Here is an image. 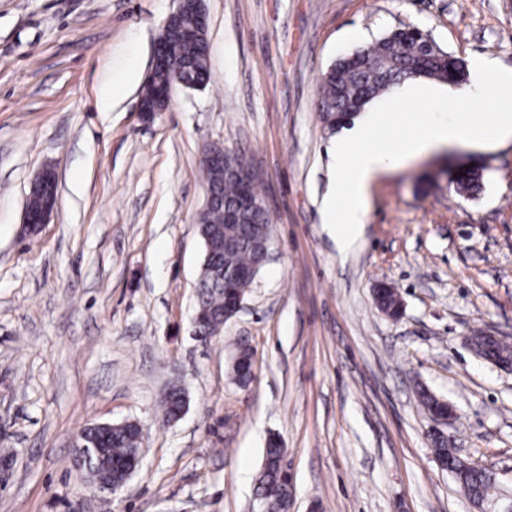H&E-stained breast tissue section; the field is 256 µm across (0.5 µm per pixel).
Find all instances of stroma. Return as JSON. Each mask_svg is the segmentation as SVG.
<instances>
[{
  "instance_id": "35a3bbf8",
  "label": "stroma",
  "mask_w": 512,
  "mask_h": 512,
  "mask_svg": "<svg viewBox=\"0 0 512 512\" xmlns=\"http://www.w3.org/2000/svg\"><path fill=\"white\" fill-rule=\"evenodd\" d=\"M177 0H0V512H259L269 436L285 449L291 512H476L439 466L434 430L512 496V367L469 342L512 344V141L454 145L379 175L363 236L323 228L336 138L322 75L403 26L449 54L512 67V0H205L211 79L139 110ZM122 87L102 106V85ZM258 174L270 260L210 342L190 318L204 258L205 148ZM483 170L455 192L458 162ZM59 180L26 233L30 183ZM394 288L399 319L376 304ZM255 376L231 378L237 343ZM182 388L181 420L159 396ZM426 389L457 417L439 427ZM138 421L140 468L91 493L73 463L88 423ZM39 194L41 198L35 195L31 199V205L28 203L24 213V222L26 229L30 233H35L42 224H48L57 204L58 179L57 173L52 166L43 167L35 176L31 183L30 197ZM41 206L38 209L33 207Z\"/></svg>"
}]
</instances>
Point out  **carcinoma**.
<instances>
[{"mask_svg": "<svg viewBox=\"0 0 512 512\" xmlns=\"http://www.w3.org/2000/svg\"><path fill=\"white\" fill-rule=\"evenodd\" d=\"M179 65L194 74L201 85L209 83L208 44L204 37L192 36L181 40ZM418 68L426 69L428 76L442 82L464 79L460 71L448 75L447 52L436 44L425 43L420 29H398L374 44L339 59L323 74L319 86L318 112H342L354 101H371L389 88L412 78ZM205 180L217 186L224 206L204 209L200 214L199 226L206 228L222 224L224 231L238 241L235 249L222 253L225 272L257 264L260 252L254 246V241L270 237L269 215L247 217L241 224H223V208L234 204L239 181L234 177H217L210 171L205 172ZM452 183L457 192L469 196L476 195L481 189L480 178L466 168L461 169V175L453 178ZM201 281L203 291L197 299L196 309L208 313L223 310V291L212 286L206 273L201 274ZM377 303L392 318L401 314L397 293L389 286L378 289ZM137 437L138 433L132 426L108 430L107 438L101 445L107 461L112 463L113 478L121 477L123 470L128 467L134 449L139 447ZM283 458L284 448L279 439L269 438L264 452V460L268 464L262 465L258 489L264 505L272 512H284L288 508L291 486L280 470L279 462ZM455 475L470 499L479 496L488 482L485 472L470 467L455 471Z\"/></svg>", "mask_w": 512, "mask_h": 512, "instance_id": "1", "label": "carcinoma"}]
</instances>
